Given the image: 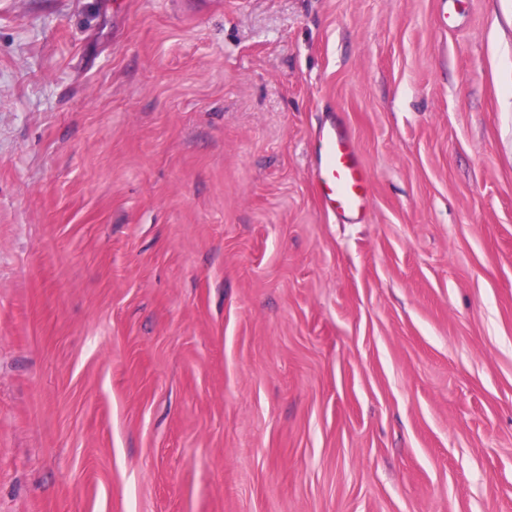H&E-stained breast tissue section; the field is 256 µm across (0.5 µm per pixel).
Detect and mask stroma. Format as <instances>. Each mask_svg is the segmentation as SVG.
I'll return each instance as SVG.
<instances>
[{
	"label": "stroma",
	"mask_w": 512,
	"mask_h": 512,
	"mask_svg": "<svg viewBox=\"0 0 512 512\" xmlns=\"http://www.w3.org/2000/svg\"><path fill=\"white\" fill-rule=\"evenodd\" d=\"M0 512H512V0H0ZM317 188L327 208L343 215L365 214L370 199L369 175L344 124L333 122L318 133Z\"/></svg>",
	"instance_id": "1"
}]
</instances>
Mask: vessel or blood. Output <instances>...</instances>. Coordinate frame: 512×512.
<instances>
[{
  "instance_id": "obj_1",
  "label": "vessel or blood",
  "mask_w": 512,
  "mask_h": 512,
  "mask_svg": "<svg viewBox=\"0 0 512 512\" xmlns=\"http://www.w3.org/2000/svg\"><path fill=\"white\" fill-rule=\"evenodd\" d=\"M316 181L327 208L355 217L365 214L370 199L369 175L342 123H331L318 134Z\"/></svg>"
}]
</instances>
